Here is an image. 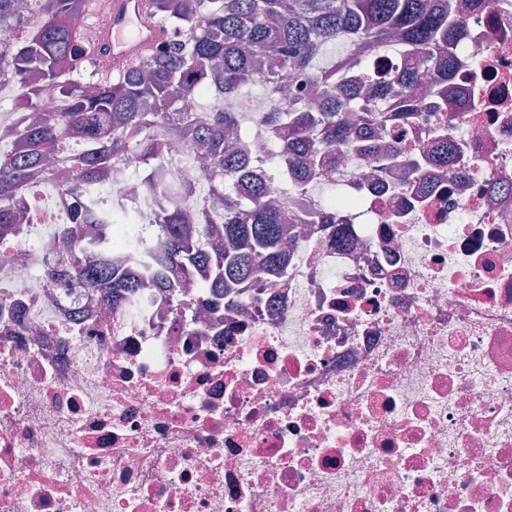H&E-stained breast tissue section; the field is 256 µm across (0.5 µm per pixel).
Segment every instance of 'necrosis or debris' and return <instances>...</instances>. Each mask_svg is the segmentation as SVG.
<instances>
[{
    "label": "necrosis or debris",
    "mask_w": 512,
    "mask_h": 512,
    "mask_svg": "<svg viewBox=\"0 0 512 512\" xmlns=\"http://www.w3.org/2000/svg\"><path fill=\"white\" fill-rule=\"evenodd\" d=\"M457 5L454 113L421 107L387 175L340 154L304 194L356 200L344 243L287 222L288 271L235 304L155 288V243L114 248L115 206L212 180L189 141L133 183L49 180L0 237V512H512V0ZM444 135L426 180L405 160ZM93 259L137 275L120 304L61 257L75 214ZM111 235H103V224Z\"/></svg>",
    "instance_id": "necrosis-or-debris-1"
}]
</instances>
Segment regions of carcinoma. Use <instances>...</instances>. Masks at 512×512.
I'll return each mask as SVG.
<instances>
[{"label":"carcinoma","mask_w":512,"mask_h":512,"mask_svg":"<svg viewBox=\"0 0 512 512\" xmlns=\"http://www.w3.org/2000/svg\"><path fill=\"white\" fill-rule=\"evenodd\" d=\"M37 2L40 20L32 26L17 18L16 0H0V79L19 86L20 109L36 111L43 98L59 100L62 108L33 121L16 150L0 155V234L18 224L14 202L26 185L53 178L45 167L48 155L63 156L84 180L101 182L122 152L154 170L165 152L154 127L172 137L195 132L215 172L211 206L220 227L192 223L179 203L159 206L150 226L158 228L164 263L188 280L205 273L217 301L260 287L259 267L288 272L284 215L267 202L274 177L285 176L300 192L323 174L337 149L386 173L393 158L378 151L377 138L418 108L420 86L449 81L455 48L466 35L448 0H149L151 15L170 39L114 75L86 58L89 0ZM340 40L351 45L353 57L320 67L325 47ZM368 45L393 47L414 66L376 69L360 55ZM290 77L317 96L313 107L298 98L289 111L267 112L254 123L284 140L288 173L273 175L278 144L263 156L243 157L228 132L250 136L244 128L252 112L246 87L258 83L265 97L274 98ZM394 86L402 96L389 105ZM208 95L226 99L228 107L200 110L198 100ZM461 107L442 88L432 105L435 112ZM216 229L228 248L203 245ZM63 237L68 270L89 288L110 289L112 304L140 286L110 266H85L80 224L70 225Z\"/></svg>","instance_id":"1"}]
</instances>
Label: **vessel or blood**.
<instances>
[{
  "instance_id": "obj_1",
  "label": "vessel or blood",
  "mask_w": 512,
  "mask_h": 512,
  "mask_svg": "<svg viewBox=\"0 0 512 512\" xmlns=\"http://www.w3.org/2000/svg\"><path fill=\"white\" fill-rule=\"evenodd\" d=\"M87 37L95 48L111 55L114 69L121 70L167 38L149 12L148 0H112L108 17L92 16Z\"/></svg>"
}]
</instances>
